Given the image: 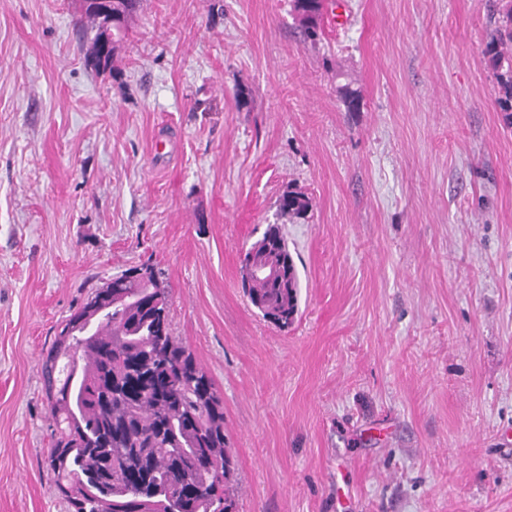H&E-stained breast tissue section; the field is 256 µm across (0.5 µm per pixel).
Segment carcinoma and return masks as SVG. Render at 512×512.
<instances>
[{"instance_id":"1","label":"carcinoma","mask_w":512,"mask_h":512,"mask_svg":"<svg viewBox=\"0 0 512 512\" xmlns=\"http://www.w3.org/2000/svg\"><path fill=\"white\" fill-rule=\"evenodd\" d=\"M497 37L486 45L498 71V105L512 112V0H498ZM139 0H117L114 35L126 28ZM321 0H294L306 38L316 40ZM106 20L82 12L81 26L97 40ZM306 197L286 191L279 198L282 215L307 211ZM256 243L285 261L283 282L246 291L251 305L283 329L298 312L300 288L295 261L279 225L270 224ZM158 278L142 264L112 278L87 300L92 303L114 286L129 295L146 291L145 280ZM169 290L161 306L142 302L112 308L84 322L88 329L70 337L81 351L76 368L57 359L60 338L42 358L50 428L47 465L57 492L71 512H232L235 462L224 435V403L211 378L189 347L172 336ZM167 352L168 370H154L151 354ZM132 467H144L165 496L149 499L125 494L121 483Z\"/></svg>"}]
</instances>
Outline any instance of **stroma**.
<instances>
[{"mask_svg":"<svg viewBox=\"0 0 512 512\" xmlns=\"http://www.w3.org/2000/svg\"><path fill=\"white\" fill-rule=\"evenodd\" d=\"M344 2L313 45L292 0H142L98 72L80 0H0V512H68L41 362L141 264L224 399L236 512H512L489 2ZM271 224L300 275L285 330L242 288ZM308 208L306 197L294 191H286L279 198V209L282 215L300 217Z\"/></svg>","mask_w":512,"mask_h":512,"instance_id":"35a3bbf8","label":"stroma"}]
</instances>
